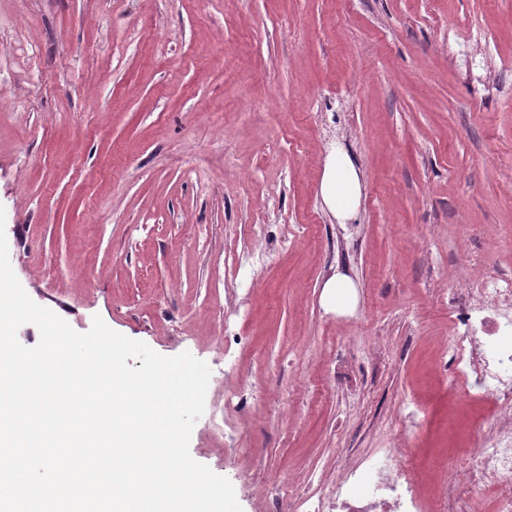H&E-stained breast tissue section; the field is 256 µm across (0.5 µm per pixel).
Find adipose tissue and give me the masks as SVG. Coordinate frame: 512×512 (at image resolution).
<instances>
[{"label": "adipose tissue", "instance_id": "adipose-tissue-1", "mask_svg": "<svg viewBox=\"0 0 512 512\" xmlns=\"http://www.w3.org/2000/svg\"><path fill=\"white\" fill-rule=\"evenodd\" d=\"M321 194L338 223H345L355 216L362 194L361 181L346 152L339 150L329 156L321 181Z\"/></svg>", "mask_w": 512, "mask_h": 512}]
</instances>
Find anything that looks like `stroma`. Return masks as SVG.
I'll list each match as a JSON object with an SVG mask.
<instances>
[{
  "label": "stroma",
  "instance_id": "stroma-1",
  "mask_svg": "<svg viewBox=\"0 0 512 512\" xmlns=\"http://www.w3.org/2000/svg\"><path fill=\"white\" fill-rule=\"evenodd\" d=\"M0 206L33 301L210 366L192 458L286 512L407 414L448 445V298L512 277V0H0ZM321 194L338 223L345 224L355 216L362 194L360 176L350 156L339 148L325 165ZM326 288L325 301L336 304L337 312H345L352 307L355 301V285L348 277L336 274L324 285Z\"/></svg>",
  "mask_w": 512,
  "mask_h": 512
}]
</instances>
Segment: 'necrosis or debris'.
I'll return each mask as SVG.
<instances>
[{
  "label": "necrosis or debris",
  "mask_w": 512,
  "mask_h": 512,
  "mask_svg": "<svg viewBox=\"0 0 512 512\" xmlns=\"http://www.w3.org/2000/svg\"><path fill=\"white\" fill-rule=\"evenodd\" d=\"M486 307L451 302L457 332L438 358L440 374L468 378L467 397L494 400L498 413L474 424L470 447L448 452V469H427L407 433L355 468L327 494L288 493L290 512H512V288L492 285Z\"/></svg>",
  "instance_id": "necrosis-or-debris-1"
}]
</instances>
